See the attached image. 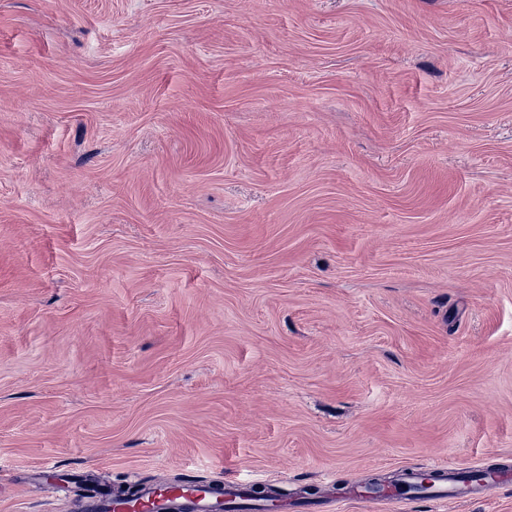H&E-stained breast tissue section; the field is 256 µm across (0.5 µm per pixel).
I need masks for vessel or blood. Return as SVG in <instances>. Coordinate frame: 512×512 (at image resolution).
<instances>
[{
	"instance_id": "b4317fda",
	"label": "vessel or blood",
	"mask_w": 512,
	"mask_h": 512,
	"mask_svg": "<svg viewBox=\"0 0 512 512\" xmlns=\"http://www.w3.org/2000/svg\"><path fill=\"white\" fill-rule=\"evenodd\" d=\"M432 489L430 499L456 502L482 500L493 490L512 484L508 471L496 472L489 480L468 479L467 468L437 464L429 467ZM254 507L250 484L229 480L220 487L195 481L163 483L144 487L136 504L123 498L97 492L90 496V512H252Z\"/></svg>"
}]
</instances>
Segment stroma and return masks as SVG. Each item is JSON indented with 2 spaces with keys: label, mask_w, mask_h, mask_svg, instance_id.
Wrapping results in <instances>:
<instances>
[{
  "label": "stroma",
  "mask_w": 512,
  "mask_h": 512,
  "mask_svg": "<svg viewBox=\"0 0 512 512\" xmlns=\"http://www.w3.org/2000/svg\"><path fill=\"white\" fill-rule=\"evenodd\" d=\"M512 468V0H0V512Z\"/></svg>",
  "instance_id": "obj_1"
}]
</instances>
